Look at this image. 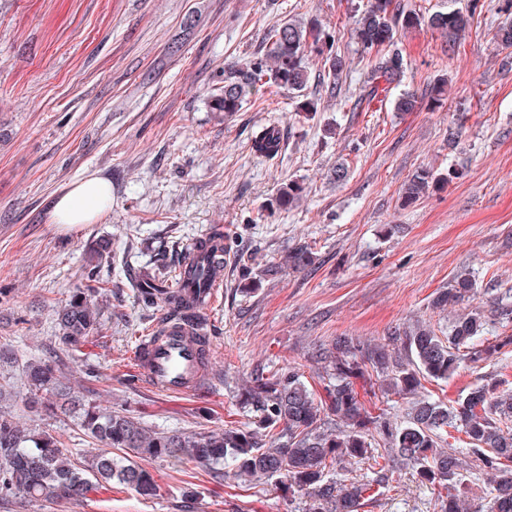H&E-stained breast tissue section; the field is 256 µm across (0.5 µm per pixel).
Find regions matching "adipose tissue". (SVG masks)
Instances as JSON below:
<instances>
[{
  "mask_svg": "<svg viewBox=\"0 0 512 512\" xmlns=\"http://www.w3.org/2000/svg\"><path fill=\"white\" fill-rule=\"evenodd\" d=\"M112 198L107 179L91 174L64 189L52 204L54 223L77 228L91 223Z\"/></svg>",
  "mask_w": 512,
  "mask_h": 512,
  "instance_id": "1",
  "label": "adipose tissue"
}]
</instances>
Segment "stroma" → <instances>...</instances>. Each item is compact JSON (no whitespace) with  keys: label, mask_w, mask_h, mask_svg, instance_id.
Returning a JSON list of instances; mask_svg holds the SVG:
<instances>
[{"label":"stroma","mask_w":512,"mask_h":512,"mask_svg":"<svg viewBox=\"0 0 512 512\" xmlns=\"http://www.w3.org/2000/svg\"><path fill=\"white\" fill-rule=\"evenodd\" d=\"M359 0H0V384L24 396L28 359L57 357L63 381L93 389L102 404L144 414L155 429L204 431L252 417L238 404L259 371L298 367L316 393L313 353L338 337L388 344L395 328L447 329L431 306L456 274L473 272L476 302L512 306V58L493 35L504 0H486L456 42L426 25L399 31L402 89L418 107L394 109L395 93L356 104L370 69L345 31ZM319 18L341 30L342 92L327 99L310 60L305 96L286 90L249 98L231 117L211 111L224 70L247 63L270 27ZM447 80L441 100L430 85ZM281 130L277 156L252 148L263 125ZM459 131L449 142V131ZM348 176L330 178L336 164ZM444 174L410 205L402 187L417 170ZM96 172L112 204L93 223H53L57 193ZM298 181L293 208L276 199ZM224 227L223 286L207 312L215 379L203 392L172 396L147 386L133 353L159 316L132 280L160 271L174 286L188 244ZM111 244L96 268L87 248ZM315 254L307 269L275 279L264 268L289 249ZM103 330L78 349L59 340L56 311L91 282ZM512 389V346L464 366L422 395L445 403L478 380ZM23 426L55 435L73 456L91 439L67 419L20 412ZM159 493L112 489L74 503L42 501L26 512H289L288 495L202 467L145 460ZM438 491L411 471L394 475L362 512H437Z\"/></svg>","instance_id":"stroma-1"}]
</instances>
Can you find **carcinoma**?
I'll list each match as a JSON object with an SVG mask.
<instances>
[{"mask_svg":"<svg viewBox=\"0 0 512 512\" xmlns=\"http://www.w3.org/2000/svg\"><path fill=\"white\" fill-rule=\"evenodd\" d=\"M483 0H470L468 13L436 11L424 17L405 8L400 0H367L349 29L357 51L370 62V75L360 87L359 99L371 100L400 85L405 73L397 29L423 22L450 38H458L469 20L482 12ZM339 31H329L317 18L284 21L268 32L265 52L242 68L224 75V90L211 100V109L228 116L242 109L252 94L271 87L302 93L309 81L307 61L318 58L325 94L336 97L345 61L336 50ZM496 47L512 49V18L505 17L494 36ZM280 130L269 125L252 141L265 157L278 154ZM456 170L444 177L452 180ZM422 168L404 184L402 200L411 204L442 179ZM303 192L290 181L279 200L293 204ZM224 242V226L216 224L198 248L207 251ZM314 264L307 246L288 251V269L304 270ZM144 303L155 304L163 285L143 274L137 279ZM477 284L468 273L456 275L437 292L432 307L441 311L469 300ZM63 343L78 347L100 333V320L87 289L75 290L59 312ZM490 317L479 308L453 316L448 335L417 322L392 333V348L372 346L339 337L317 350L328 383L321 399L296 368L257 376L239 393L241 408L254 414L252 428L227 425L220 430L160 431L148 428L135 415L112 410L98 402L86 387L74 389L62 382L52 359L26 362L27 393L22 399L31 412L73 418L84 436L96 442L98 452L74 457L47 431L23 427L7 403L11 394L0 387V501L22 509L43 498H85L117 485L144 498L156 496L152 473L140 464L146 459H174L196 463L216 473L219 467L244 482L273 483L291 495L305 497L302 512H361L375 489L403 470L438 489V512H512V391L497 382H477L449 406L428 397L418 398L400 420L365 406L357 381L375 372L384 395L415 396L425 379L446 381L461 367L491 358L512 344V336L495 345L480 341ZM466 437L465 447H449L451 432ZM382 452L373 455L375 447ZM489 475L494 492L487 504L470 509L471 460ZM372 461L361 480L346 478L347 466Z\"/></svg>","mask_w":512,"mask_h":512,"instance_id":"1","label":"carcinoma"}]
</instances>
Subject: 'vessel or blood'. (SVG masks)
<instances>
[{"label":"vessel or blood","mask_w":512,"mask_h":512,"mask_svg":"<svg viewBox=\"0 0 512 512\" xmlns=\"http://www.w3.org/2000/svg\"><path fill=\"white\" fill-rule=\"evenodd\" d=\"M198 259V254L194 253L189 263L180 265L177 283L172 290L173 295L189 303L193 322L175 320L171 305H164L159 321L147 336L142 337L135 354L144 382L169 394L199 391L211 377L210 336L196 319L211 306L218 284L197 278L190 272V262Z\"/></svg>","instance_id":"1"}]
</instances>
